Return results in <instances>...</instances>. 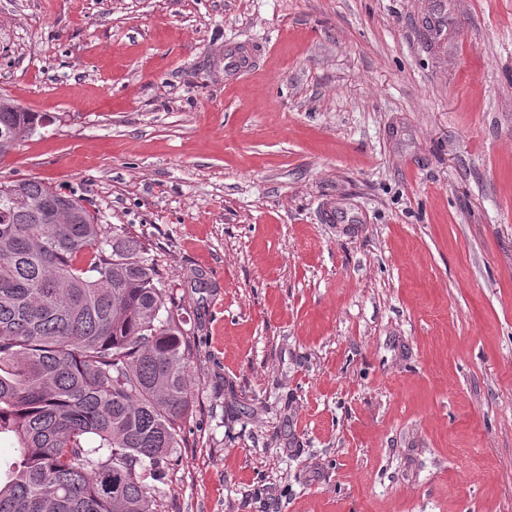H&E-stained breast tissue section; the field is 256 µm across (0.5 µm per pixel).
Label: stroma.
Here are the masks:
<instances>
[{"mask_svg": "<svg viewBox=\"0 0 512 512\" xmlns=\"http://www.w3.org/2000/svg\"><path fill=\"white\" fill-rule=\"evenodd\" d=\"M1 92L187 321L157 512H512V0H0Z\"/></svg>", "mask_w": 512, "mask_h": 512, "instance_id": "1", "label": "stroma"}]
</instances>
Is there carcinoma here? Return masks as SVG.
<instances>
[{
  "mask_svg": "<svg viewBox=\"0 0 512 512\" xmlns=\"http://www.w3.org/2000/svg\"><path fill=\"white\" fill-rule=\"evenodd\" d=\"M49 121L0 94V159ZM123 224L0 182V512H156L191 411L186 320Z\"/></svg>",
  "mask_w": 512,
  "mask_h": 512,
  "instance_id": "obj_1",
  "label": "carcinoma"
}]
</instances>
